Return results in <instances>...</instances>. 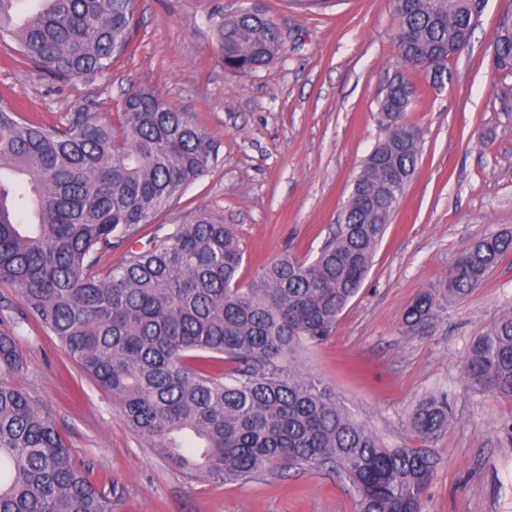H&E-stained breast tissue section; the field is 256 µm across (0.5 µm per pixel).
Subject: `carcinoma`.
<instances>
[{"mask_svg":"<svg viewBox=\"0 0 512 512\" xmlns=\"http://www.w3.org/2000/svg\"><path fill=\"white\" fill-rule=\"evenodd\" d=\"M0 0V39L21 63L68 82L103 75L133 47L137 0ZM485 0H393L395 42L412 68L468 47ZM224 67H266L285 44L268 15L240 11L215 21ZM492 63L512 76V15L491 43ZM415 95L400 80L379 104L384 137L356 172L335 231L311 259L282 254L251 284L233 231L202 218L132 238L179 199L214 161L212 140L189 112L157 95H126L118 125L88 110L45 125L0 109V285L112 395L127 424L175 467L237 483L281 466L336 469L359 512H422L436 460L424 448H389L347 410L297 354L330 335L365 281L391 214L421 156L405 121ZM125 247L124 260L101 264ZM512 253V234L482 236L448 269L442 298L461 299ZM430 292L406 309L409 332L435 316ZM11 331L0 332V376L23 369ZM465 368L473 385L512 396V315L475 338ZM448 397L429 396L409 417L424 443L448 431ZM112 483L94 484L52 416L0 382V512H112Z\"/></svg>","mask_w":512,"mask_h":512,"instance_id":"carcinoma-1","label":"carcinoma"}]
</instances>
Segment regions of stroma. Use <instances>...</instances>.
Wrapping results in <instances>:
<instances>
[{"mask_svg":"<svg viewBox=\"0 0 512 512\" xmlns=\"http://www.w3.org/2000/svg\"><path fill=\"white\" fill-rule=\"evenodd\" d=\"M243 8L271 15L284 49L265 68L225 69L214 20ZM512 0H486L451 81L433 84L395 48L392 0H138L133 55L108 73L68 83L16 63L0 45V107L55 123L87 108L114 121L124 93L153 91L189 112L216 160L160 211L140 240L206 217L230 225L243 251L242 284L282 253H315L334 227L361 162L382 136L378 103L397 78L418 89L406 114L421 157L358 294L324 341L305 345L301 368L319 377L386 445L415 448V405L448 394V431L423 512H512V397L476 389L465 370L476 336L512 313V254L466 297L441 302L408 332L402 317L422 292L441 293L454 256L482 235L512 232V114L491 47ZM0 321L27 365L9 376L57 421L91 479L111 478L112 512H357L352 487L329 469L275 468L245 482L195 479L131 432L111 396L0 287Z\"/></svg>","mask_w":512,"mask_h":512,"instance_id":"35a3bbf8","label":"stroma"}]
</instances>
